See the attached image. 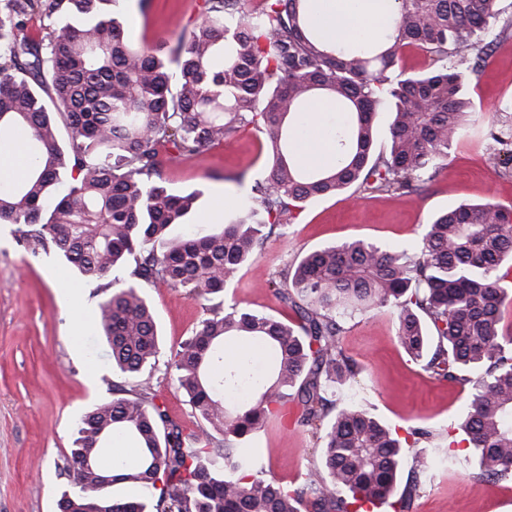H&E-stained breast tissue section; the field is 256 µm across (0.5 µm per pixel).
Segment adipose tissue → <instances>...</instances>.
<instances>
[{"label":"adipose tissue","mask_w":512,"mask_h":512,"mask_svg":"<svg viewBox=\"0 0 512 512\" xmlns=\"http://www.w3.org/2000/svg\"><path fill=\"white\" fill-rule=\"evenodd\" d=\"M394 0H316L312 21L321 36L348 43L359 34L381 35Z\"/></svg>","instance_id":"1"}]
</instances>
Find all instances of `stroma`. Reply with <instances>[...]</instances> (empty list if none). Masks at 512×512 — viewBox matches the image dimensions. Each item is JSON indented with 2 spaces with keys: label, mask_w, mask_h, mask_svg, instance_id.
I'll list each match as a JSON object with an SVG mask.
<instances>
[{
  "label": "stroma",
  "mask_w": 512,
  "mask_h": 512,
  "mask_svg": "<svg viewBox=\"0 0 512 512\" xmlns=\"http://www.w3.org/2000/svg\"><path fill=\"white\" fill-rule=\"evenodd\" d=\"M198 4L151 0L143 13L137 0H120L119 6L127 19L126 35L139 46L187 35ZM498 9L494 41L472 55L476 69L469 91L475 114L423 191L347 192L306 203L287 236L269 237L261 254L237 274L226 299L277 316L283 309L268 281L296 255L350 239L414 248L432 217L460 202L492 200L512 207V177L496 173L485 136L493 113L512 105V0H499ZM262 142V133L250 127L167 166L168 186L200 193L191 223L208 228L214 212L230 219L249 204L263 172ZM63 274L55 255L31 256L19 245L14 225L0 224V512H57L76 419L124 383L113 374L94 324L103 299L100 282L67 275L71 291L66 294L57 286ZM145 293L163 342L149 386L173 422L196 428L168 362L207 312L202 302L163 285L146 287ZM346 327L343 347L360 373L337 385V402L355 403L399 428L453 429L464 410L461 388L431 378L411 360L398 339L395 309L371 312ZM253 445L262 452L266 477L284 482L312 468L319 455L310 432L276 422ZM447 449V442L437 440L407 453L401 479H408L419 461L429 475L409 512H512V481L475 478L464 460L448 463Z\"/></svg>",
  "instance_id": "1"
}]
</instances>
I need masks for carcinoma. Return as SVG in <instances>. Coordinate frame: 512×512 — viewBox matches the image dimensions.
Returning a JSON list of instances; mask_svg holds the SVG:
<instances>
[{
    "instance_id": "cac0c4a2",
    "label": "carcinoma",
    "mask_w": 512,
    "mask_h": 512,
    "mask_svg": "<svg viewBox=\"0 0 512 512\" xmlns=\"http://www.w3.org/2000/svg\"><path fill=\"white\" fill-rule=\"evenodd\" d=\"M119 0H0V133L22 130L30 162L0 184V224L17 225L33 255L52 253L76 277L116 271L96 328L125 395L93 404L75 422L59 512H407L425 481L398 491L406 436L334 388L359 369L343 349L346 323L392 307L406 353L437 380L468 390L448 452L468 444L480 478L512 480V338L502 309L512 300V208L464 202L436 214L413 251L363 239L321 246L275 270L276 316L225 302V288L254 260L297 204L349 189L412 193L436 170L474 110L471 55L491 35L496 0H396L384 35L345 48L310 22L313 0H203L200 20L176 44L135 47ZM37 17L46 35L26 34ZM409 48L428 69L406 74ZM330 97L345 114L333 136V168L295 149L307 102ZM388 103V150L375 152L377 108ZM68 141L59 137V123ZM264 136L263 178L251 204L219 230L171 238L200 192L168 187L164 167L248 127ZM486 135L494 167L512 175V117ZM164 284L208 303L173 356L177 382L204 422L185 431L147 392L161 334L145 295ZM255 346L231 355L227 346ZM291 415L320 448L319 462L289 486L263 477L245 444ZM116 438L135 454L117 472L100 466Z\"/></svg>"
}]
</instances>
